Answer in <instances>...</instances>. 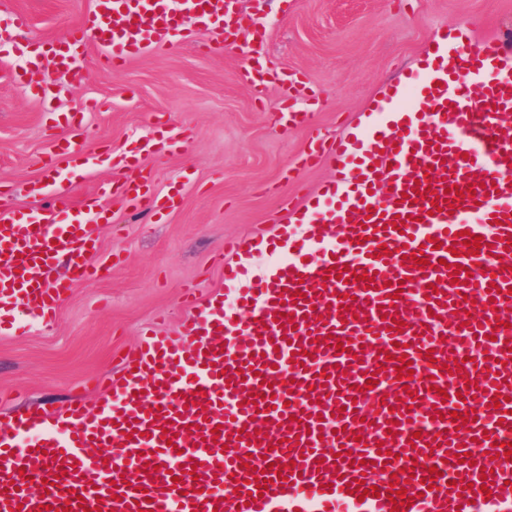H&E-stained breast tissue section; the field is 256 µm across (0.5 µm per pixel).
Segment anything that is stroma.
Instances as JSON below:
<instances>
[{"label": "stroma", "instance_id": "35a3bbf8", "mask_svg": "<svg viewBox=\"0 0 512 512\" xmlns=\"http://www.w3.org/2000/svg\"><path fill=\"white\" fill-rule=\"evenodd\" d=\"M91 0H12L0 10V187L66 179L46 167L53 143L67 137L50 111L84 114L80 153L123 155L135 139H161L158 119L184 129V150L142 156L139 172L176 207L127 209L105 197L100 257L115 258L73 288L50 321L17 306V328L0 331V419L19 404L58 411L94 402L114 360L133 349L144 327L174 335L183 288L205 299L224 287V240L272 234L288 202L317 195L336 176L327 162L303 168L310 142L333 139L374 109L381 86L417 71L441 27L512 37V0H240L243 13L267 14L270 67L302 73L316 92L310 125L284 129L282 98H255L238 78L240 51L211 53L175 45L131 60L118 72L88 53L86 81L49 102L17 84L19 52L7 38L17 14L46 42L62 41Z\"/></svg>", "mask_w": 512, "mask_h": 512}]
</instances>
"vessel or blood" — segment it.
Here are the masks:
<instances>
[{
	"label": "vessel or blood",
	"mask_w": 512,
	"mask_h": 512,
	"mask_svg": "<svg viewBox=\"0 0 512 512\" xmlns=\"http://www.w3.org/2000/svg\"><path fill=\"white\" fill-rule=\"evenodd\" d=\"M265 33L238 0H93L15 78L57 99L53 72L82 82L92 46L117 71L232 43L256 96L279 89L280 124L307 121L316 94L264 71ZM434 43L416 83L306 155L336 177L289 205L265 264L225 241L223 292L186 291L175 335L147 328L105 396L0 421V512H512V48ZM100 194L160 202L120 177ZM47 200L0 199V297L45 317L96 275L99 241L93 201L72 208L63 182Z\"/></svg>",
	"instance_id": "1"
}]
</instances>
